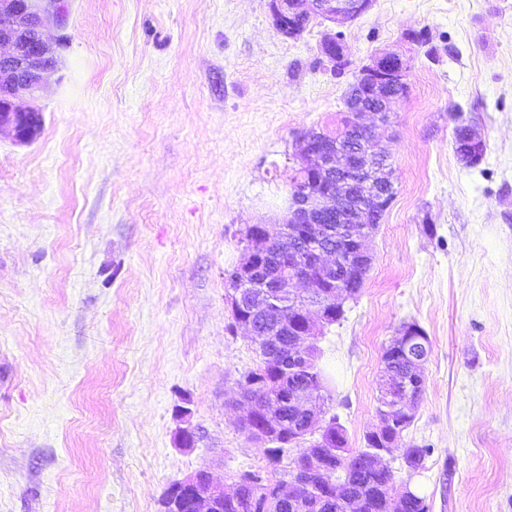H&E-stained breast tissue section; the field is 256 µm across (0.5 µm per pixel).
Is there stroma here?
<instances>
[{
  "label": "stroma",
  "mask_w": 512,
  "mask_h": 512,
  "mask_svg": "<svg viewBox=\"0 0 512 512\" xmlns=\"http://www.w3.org/2000/svg\"><path fill=\"white\" fill-rule=\"evenodd\" d=\"M62 29L38 135L0 134V512H160L199 469L272 472L240 426L260 357L224 272L247 225L287 220L296 138L335 128L382 52L408 66L375 131L395 197L318 342L326 413L362 447L383 351L417 323L426 391L401 444L428 454L414 474L394 458L398 484L430 512H512V0H373L340 73L322 25L288 38L268 0H71ZM455 105L486 141L473 167Z\"/></svg>",
  "instance_id": "1"
}]
</instances>
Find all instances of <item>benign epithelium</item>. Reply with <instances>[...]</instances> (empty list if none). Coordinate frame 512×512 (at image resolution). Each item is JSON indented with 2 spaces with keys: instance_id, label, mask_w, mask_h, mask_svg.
Listing matches in <instances>:
<instances>
[{
  "instance_id": "7a95c632",
  "label": "benign epithelium",
  "mask_w": 512,
  "mask_h": 512,
  "mask_svg": "<svg viewBox=\"0 0 512 512\" xmlns=\"http://www.w3.org/2000/svg\"><path fill=\"white\" fill-rule=\"evenodd\" d=\"M373 0H269V9L277 29L295 38L301 32L293 23L302 18L322 20L328 26L320 41L321 55L333 70L344 67L345 23L366 13ZM54 13L66 21V0H0V131L7 129L16 141L28 143L41 128V113L16 104L22 96H32L42 89L48 75L57 70V47L64 38L51 40L43 31V18ZM363 74L375 85L399 87L407 82V67L397 53L375 55L363 66ZM370 115L378 122L388 119L386 107L361 106L350 113L349 126L344 130L323 131L319 141L309 136L296 140V154L302 161L303 174H324L336 178L335 184L322 191L305 187L290 194L289 216L276 236L267 226H253V236L244 248L239 266L229 275L236 291L229 300L240 299L242 292L256 289L259 270L270 255L271 246L278 243L288 247V264L276 287L251 294L253 305L268 316L291 306L297 323L288 326L291 337L285 351L279 353L277 367L283 371L304 375L303 382L290 393V403L300 413L303 425L293 427L291 440L309 443L297 449L289 472L281 478L286 484H297L299 475L315 467H323L328 459L329 433L324 422L322 385L311 377L313 348L311 343L334 315L339 298L347 297L345 289L337 286L336 271H348L362 276L371 263L366 242L369 234L365 226L370 206L386 208L390 204V188L382 186L380 167L373 157L349 149L348 134L358 128L370 137L373 126L364 122ZM340 227V243L336 247L325 244L335 231L330 221ZM303 281L316 289L307 296L293 293L291 285ZM428 337L415 323H407L391 339L388 347L409 360L405 378L391 379L390 394L384 397L386 405L377 412L378 424L364 439L383 444L379 451L392 452L391 443L384 439L385 431L395 424L393 414L408 416L416 410L425 384L420 378L427 358L415 351L426 349ZM259 407L249 402L244 428L259 436L262 444L277 442L280 427L270 421L263 430L254 428ZM340 480L334 479L316 491L317 505L336 501ZM239 487L226 492L224 486L214 483L210 472L199 470L174 483L167 492L165 512H224V501L238 499Z\"/></svg>"
}]
</instances>
